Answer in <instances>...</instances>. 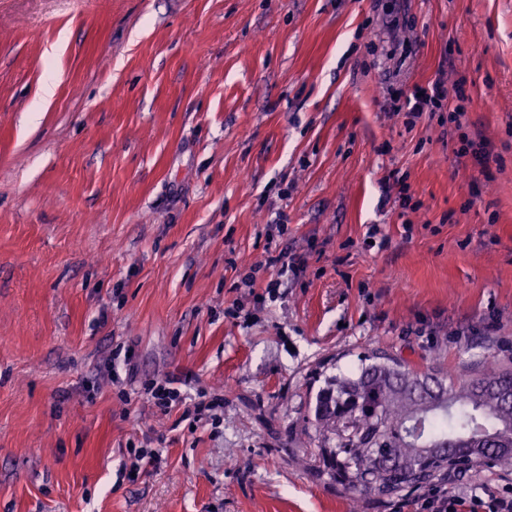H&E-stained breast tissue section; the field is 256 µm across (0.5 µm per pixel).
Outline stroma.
Segmentation results:
<instances>
[{"instance_id":"obj_1","label":"stroma","mask_w":512,"mask_h":512,"mask_svg":"<svg viewBox=\"0 0 512 512\" xmlns=\"http://www.w3.org/2000/svg\"><path fill=\"white\" fill-rule=\"evenodd\" d=\"M439 79L489 175L391 112ZM372 342L512 368V0H0V512H350L281 446ZM167 381L154 383L148 389L146 394L153 400L159 408H169L173 403L180 401V392L168 386ZM131 467L127 476L132 477V473H140L149 467L156 468L162 460L163 451L159 448H130Z\"/></svg>"}]
</instances>
